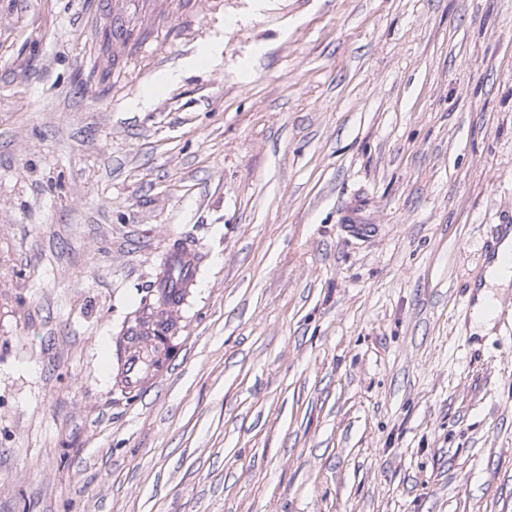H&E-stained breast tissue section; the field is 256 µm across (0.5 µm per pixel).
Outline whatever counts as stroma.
Here are the masks:
<instances>
[{
  "mask_svg": "<svg viewBox=\"0 0 512 512\" xmlns=\"http://www.w3.org/2000/svg\"><path fill=\"white\" fill-rule=\"evenodd\" d=\"M206 13L104 81L92 0H0V512H512V288L484 335L469 305L512 225V0ZM187 238L122 391L99 351ZM221 42L215 41L204 48L201 55L184 60L178 67L168 70L163 75V81L166 83H175L180 80L184 72L194 69L204 60L207 63H216L221 56ZM159 273L152 288L158 293H172L195 285L199 266L192 244L184 242L179 249L169 250L159 262ZM143 359L139 353L137 345H128V350L123 360V371L119 381L121 387L128 392H138L145 381L147 376L143 369Z\"/></svg>",
  "mask_w": 512,
  "mask_h": 512,
  "instance_id": "stroma-1",
  "label": "stroma"
}]
</instances>
